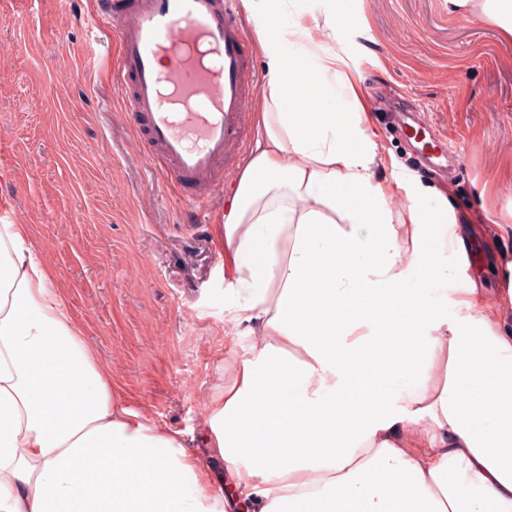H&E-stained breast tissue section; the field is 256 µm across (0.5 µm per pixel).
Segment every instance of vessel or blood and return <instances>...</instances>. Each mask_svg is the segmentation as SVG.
Here are the masks:
<instances>
[{"instance_id":"vessel-or-blood-1","label":"vessel or blood","mask_w":512,"mask_h":512,"mask_svg":"<svg viewBox=\"0 0 512 512\" xmlns=\"http://www.w3.org/2000/svg\"><path fill=\"white\" fill-rule=\"evenodd\" d=\"M239 0H95L90 22L118 48L110 77L127 87L124 107L145 120L153 172L191 186L186 200L204 223L224 171L240 168L249 134L245 110L256 81Z\"/></svg>"}]
</instances>
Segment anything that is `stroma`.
Segmentation results:
<instances>
[{
  "instance_id": "stroma-1",
  "label": "stroma",
  "mask_w": 512,
  "mask_h": 512,
  "mask_svg": "<svg viewBox=\"0 0 512 512\" xmlns=\"http://www.w3.org/2000/svg\"><path fill=\"white\" fill-rule=\"evenodd\" d=\"M91 0H0V197L55 272L85 340L112 371L126 404L181 432L203 434L224 388V344L248 347L231 314L214 224H194L183 190L153 174L124 86L89 79L114 41L85 16ZM344 20L335 49L369 108L413 112L456 165L420 167L404 135L371 121L384 157L377 181L392 201L442 191L477 260L467 277L512 327V41L477 5L448 0H299Z\"/></svg>"
}]
</instances>
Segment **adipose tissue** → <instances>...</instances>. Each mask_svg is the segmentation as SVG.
I'll return each instance as SVG.
<instances>
[{
    "instance_id": "ef3b65f1",
    "label": "adipose tissue",
    "mask_w": 512,
    "mask_h": 512,
    "mask_svg": "<svg viewBox=\"0 0 512 512\" xmlns=\"http://www.w3.org/2000/svg\"><path fill=\"white\" fill-rule=\"evenodd\" d=\"M267 81L253 156L228 192L220 243L251 344L207 409L203 450L112 391L29 227L0 223V512H512V380L470 394L469 366L512 370L499 316L458 284L442 200L390 202L357 79L332 45L342 20L248 0ZM370 225L361 235V225ZM341 253L321 282L315 255ZM323 298L313 324L303 312ZM423 364L399 365L408 352ZM370 411L353 437L338 427ZM233 487L217 488L214 458ZM397 471L406 486L374 482Z\"/></svg>"
}]
</instances>
